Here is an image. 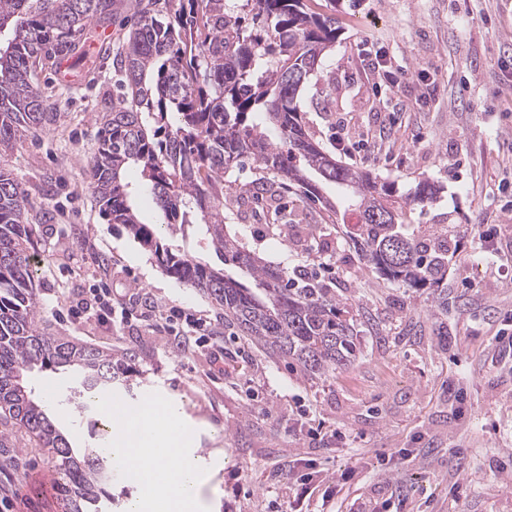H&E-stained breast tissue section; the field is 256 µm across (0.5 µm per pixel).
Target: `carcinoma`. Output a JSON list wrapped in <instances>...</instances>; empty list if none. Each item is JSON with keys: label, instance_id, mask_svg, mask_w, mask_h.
<instances>
[{"label": "carcinoma", "instance_id": "1", "mask_svg": "<svg viewBox=\"0 0 512 512\" xmlns=\"http://www.w3.org/2000/svg\"><path fill=\"white\" fill-rule=\"evenodd\" d=\"M114 0H0V154L25 133L62 119L35 73L85 58L87 27L112 15ZM139 20L112 67L129 92L112 97L103 113L90 183L106 217L150 251L169 276L206 295L224 311V324L252 345L299 368L310 378L357 359L354 324L336 289L304 278L286 280L224 233V208L252 200L266 209V230L283 226L286 191L297 187L321 205L322 221H352L360 256L379 278L433 291L434 311L448 312V263L456 239L415 232L407 211L434 206L442 186L422 177L413 192L343 163L315 142L300 123L302 93L320 81L324 56L336 42V16L305 0H136ZM258 177L228 179L246 161ZM139 171L170 234L201 233L223 264L247 270L248 288L164 243L146 224L125 179ZM336 189L343 210L326 196ZM28 200L21 183L0 170V420L35 439L55 459L65 512H102L116 470L112 451L90 448L82 459L24 382L32 367H70L86 393L127 378L132 356L50 336L33 302Z\"/></svg>", "mask_w": 512, "mask_h": 512}]
</instances>
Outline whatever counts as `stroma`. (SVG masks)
I'll return each mask as SVG.
<instances>
[{
	"instance_id": "1",
	"label": "stroma",
	"mask_w": 512,
	"mask_h": 512,
	"mask_svg": "<svg viewBox=\"0 0 512 512\" xmlns=\"http://www.w3.org/2000/svg\"><path fill=\"white\" fill-rule=\"evenodd\" d=\"M337 18L325 78L303 94L301 120L336 158L414 190L439 181L435 208L414 207L413 229L452 213L459 254L448 268V312L430 291L381 280L360 258L349 228L320 222L293 201L288 221L312 228L302 245L265 235L261 210L227 216L224 230L285 272L320 271L352 310L359 354L317 378L274 359L241 335L190 334L182 348L135 318L86 314L96 289L114 298L141 289L185 314L217 319L210 300L166 275L120 225L109 223L87 162L99 119L120 80L112 68L137 17L115 0L93 25L85 65L64 77L39 73L63 119L0 155L29 200L41 325L55 336L131 354L126 405L157 393L177 407L196 454L221 468L211 512H512V0H307ZM399 66V90L383 96L367 51ZM486 241H479L478 233ZM27 380L75 457L96 447V407L69 403L72 369L32 368ZM39 512H64L58 474L28 437L0 448V485Z\"/></svg>"
}]
</instances>
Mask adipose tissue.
Segmentation results:
<instances>
[{"mask_svg": "<svg viewBox=\"0 0 512 512\" xmlns=\"http://www.w3.org/2000/svg\"><path fill=\"white\" fill-rule=\"evenodd\" d=\"M96 402L102 411L114 415V457H121L126 448L139 451L133 468L147 493L131 500L127 512H209L204 489L218 463L186 448L185 429L167 400L152 397L130 416L113 412L108 394H100Z\"/></svg>", "mask_w": 512, "mask_h": 512, "instance_id": "ef3b65f1", "label": "adipose tissue"}]
</instances>
